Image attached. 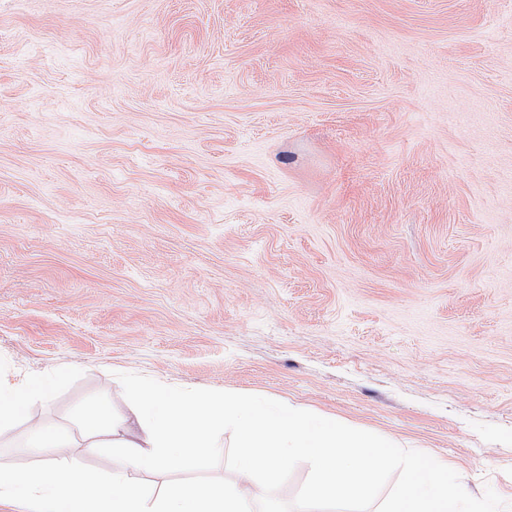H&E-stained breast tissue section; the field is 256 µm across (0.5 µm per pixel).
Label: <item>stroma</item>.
<instances>
[{
	"mask_svg": "<svg viewBox=\"0 0 512 512\" xmlns=\"http://www.w3.org/2000/svg\"><path fill=\"white\" fill-rule=\"evenodd\" d=\"M0 372L301 406L512 503V0H0Z\"/></svg>",
	"mask_w": 512,
	"mask_h": 512,
	"instance_id": "1",
	"label": "stroma"
}]
</instances>
